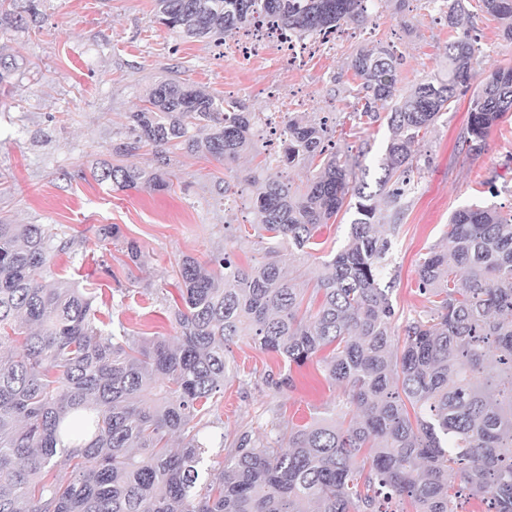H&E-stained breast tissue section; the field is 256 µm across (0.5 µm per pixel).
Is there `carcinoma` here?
<instances>
[{"label":"carcinoma","instance_id":"obj_1","mask_svg":"<svg viewBox=\"0 0 512 512\" xmlns=\"http://www.w3.org/2000/svg\"><path fill=\"white\" fill-rule=\"evenodd\" d=\"M368 2L155 0L153 18L221 45L265 14L299 36L363 24ZM479 2L512 41V0ZM464 14L463 0H451L446 72L402 95L389 49L352 57L360 115L387 111L375 184L330 151L326 122L288 117L279 152L246 177L260 185L250 227L265 259L242 267L218 253L207 271L184 257L174 336H136L121 322L103 328L95 292L46 284L52 259L85 241L0 221V512H389L395 496L414 512H457L466 492L487 498L492 512H512V209L453 212L444 242L417 268L426 317L397 329L392 288L382 284L392 227L378 201L397 207L420 132L470 87L477 56ZM511 115L512 66L499 67L469 100L470 150ZM254 125L243 102L163 78L112 146L117 157L149 147L153 162H104L91 176L164 191L170 148L235 160L253 147ZM300 165L315 167L302 188L284 175ZM344 209L353 219L341 249L310 278L285 273L280 249L303 257L318 226ZM245 336L290 366L329 350L320 367L343 389L345 411L304 425L274 421L272 436L243 434L200 488L207 404L229 377L224 346ZM68 469L63 485L56 471Z\"/></svg>","mask_w":512,"mask_h":512}]
</instances>
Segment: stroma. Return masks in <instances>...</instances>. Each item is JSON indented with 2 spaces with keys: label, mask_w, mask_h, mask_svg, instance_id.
<instances>
[{
  "label": "stroma",
  "mask_w": 512,
  "mask_h": 512,
  "mask_svg": "<svg viewBox=\"0 0 512 512\" xmlns=\"http://www.w3.org/2000/svg\"><path fill=\"white\" fill-rule=\"evenodd\" d=\"M10 8L24 23L0 25V56L17 65L10 85L0 88V215L85 239L77 253L55 258L54 278L97 289L104 317L148 337L176 333L171 305L183 256L204 266L222 251L244 266L264 260L254 233L228 237L224 227L250 220L249 202L258 188L242 174L264 158L265 141L257 139L252 153L229 165L175 151L167 191L98 185L85 173L111 159L112 144L124 137L127 115L140 106L146 87L173 76L209 95L242 100L255 113L265 111L269 94L279 95L284 114L332 118L337 153L359 159L374 178L387 120L353 118L352 57L362 49H392L400 60L397 90L403 93L422 77L443 72L449 37L447 22L425 0H378L372 21L343 25L336 50L294 68L278 60L270 43L244 59L234 53L233 38L217 46L172 34L154 22L153 0H10ZM470 27L480 49L477 78L512 66V42L492 17L474 11ZM468 107V97H461L420 135L410 188L397 210L384 212L397 222L384 279L404 319L429 309L416 269L445 236L451 214L467 204H512V119L500 123L474 153L464 141ZM220 178L230 188L224 201L212 191ZM351 219L342 213L320 225L311 259L300 263L284 251L281 265L314 269L318 258L343 246ZM113 224L121 240L103 236V228ZM127 239L141 246L139 263L127 258ZM225 355L229 378L203 431L205 468L221 467L241 433L269 434L272 417L301 425L339 400V389L314 364L287 367L250 338L230 343ZM287 372L292 386L277 389L266 381Z\"/></svg>",
  "instance_id": "35a3bbf8"
}]
</instances>
